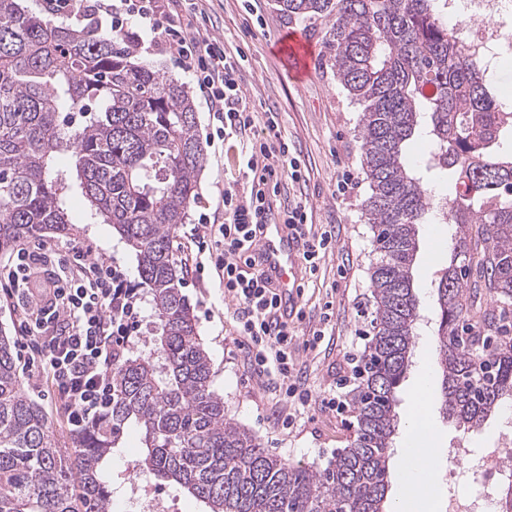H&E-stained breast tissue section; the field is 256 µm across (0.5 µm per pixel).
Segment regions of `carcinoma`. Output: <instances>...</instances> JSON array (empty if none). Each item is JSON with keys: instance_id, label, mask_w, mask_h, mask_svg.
<instances>
[{"instance_id": "carcinoma-1", "label": "carcinoma", "mask_w": 512, "mask_h": 512, "mask_svg": "<svg viewBox=\"0 0 512 512\" xmlns=\"http://www.w3.org/2000/svg\"><path fill=\"white\" fill-rule=\"evenodd\" d=\"M279 6L290 18L326 22L330 66L362 106L356 138L375 262L370 336L350 392L353 440L322 470L291 466L227 421L210 388V360L172 246L205 163L188 86L131 63L119 36L0 0V251L46 233L71 235L67 202L79 188L137 259L161 359L114 363L107 415L67 450L22 392L13 341L0 334V512H108L112 491L101 471L130 422L143 433L133 469L181 485L206 512H385L396 392L419 325L413 269L421 224L458 225L436 288L443 414L478 427L512 400V337L501 335L512 314V153L497 150L512 131V110L448 29L441 0ZM416 136L432 150L414 166L407 147ZM61 153L72 168H59ZM429 173L451 180V198L432 194ZM481 288L496 309L471 312L463 297ZM472 314L485 334L465 324Z\"/></svg>"}]
</instances>
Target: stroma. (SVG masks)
<instances>
[{"mask_svg":"<svg viewBox=\"0 0 512 512\" xmlns=\"http://www.w3.org/2000/svg\"><path fill=\"white\" fill-rule=\"evenodd\" d=\"M211 18L201 28V36H214L229 51H242L245 61L239 83L256 109L257 123H264L267 112H275L283 137L300 156L305 172L300 182L282 181L273 197L278 210L303 202L314 229L331 224L339 230L332 257L321 264L316 275L308 276L297 305L298 313L290 326L294 334L292 354L302 376L301 388L308 394L305 404L286 401L268 389L266 378L251 369L246 349L237 341L236 324L231 317L234 304L225 298L217 280L198 282L193 272L189 243L183 232L173 239L174 254L182 271L181 291L188 298L198 321V332L209 356L211 388L224 400V416L250 430L269 454L291 465L325 467L337 449L347 447L355 431V411L349 400L356 386L355 366L369 336V268L373 253L372 232L362 217L368 185L361 169L355 126L361 109L351 101L328 62L324 21L288 19L278 0H202ZM301 33L314 53L305 78L292 76L290 62L277 47L282 33ZM238 137L225 139L218 152H207L199 176V197L188 210V224L207 218L222 223L217 211L219 194L226 186L246 184ZM352 179L353 187L338 193L337 184ZM77 231L71 243L87 242L100 253L116 259L133 284H140L137 260L113 232L111 225L92 223L87 203L80 192H73L67 203ZM456 227L452 224H423L419 227L418 254L414 268V288L421 314L416 346L435 341L434 322L438 304L436 287L448 263V245ZM330 320L321 321L324 310ZM324 335L316 347L305 348L313 331ZM25 396L40 405L61 445H70L73 433L59 408L50 383L19 373ZM339 394L337 407L324 406L323 398ZM291 427H283L284 417ZM431 423L440 448L456 443L475 450L493 447L498 434L511 425L502 413L492 414L480 426L463 428L455 421L432 413ZM141 432L128 425L120 448L114 449L102 478L112 488L113 502L124 512H135L130 502V484L150 486L171 507V512H202L200 502L184 494L176 484L157 483L136 473L133 460L141 450Z\"/></svg>","mask_w":512,"mask_h":512,"instance_id":"1","label":"stroma"}]
</instances>
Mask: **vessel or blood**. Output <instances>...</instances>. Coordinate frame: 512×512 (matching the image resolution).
<instances>
[{
    "label": "vessel or blood",
    "instance_id": "b4317fda",
    "mask_svg": "<svg viewBox=\"0 0 512 512\" xmlns=\"http://www.w3.org/2000/svg\"><path fill=\"white\" fill-rule=\"evenodd\" d=\"M282 42L287 54L297 60L300 68H309L312 49L305 38L294 33L284 36ZM259 231L255 262L275 288L282 311L291 312L297 306L299 288L307 276L301 261V240L293 228L279 223L274 216L260 225Z\"/></svg>",
    "mask_w": 512,
    "mask_h": 512
}]
</instances>
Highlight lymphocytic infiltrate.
Wrapping results in <instances>:
<instances>
[{
	"label": "lymphocytic infiltrate",
	"instance_id": "f902f5d3",
	"mask_svg": "<svg viewBox=\"0 0 512 512\" xmlns=\"http://www.w3.org/2000/svg\"><path fill=\"white\" fill-rule=\"evenodd\" d=\"M54 17L109 23L123 35L128 17L137 18L149 33L150 49L174 55L205 95L218 139H242L248 174L246 191L225 187L221 193L223 224H197L189 233L196 246L195 271L214 270L224 295L235 308L240 345L251 352L257 375L275 376L284 399H295L300 379L288 348L293 340L287 322L277 315L278 300L270 281L254 269L246 255L257 245L258 226L265 221L271 191L281 180L300 181V161L282 139L275 116L252 136L250 106L238 83L241 58L217 38L191 36V23L180 9L183 0H38ZM303 240L302 259L310 270L332 252L333 231H313L305 205L295 204L285 215ZM37 257L19 249L13 264L0 269V298L20 303V287L35 273ZM139 288L128 281L115 262L99 259L92 245L75 249L70 270L52 274L33 310L21 323L20 344L30 370L50 376L70 426L80 431L101 419L112 404V364L134 346L141 328Z\"/></svg>",
	"mask_w": 512,
	"mask_h": 512
}]
</instances>
